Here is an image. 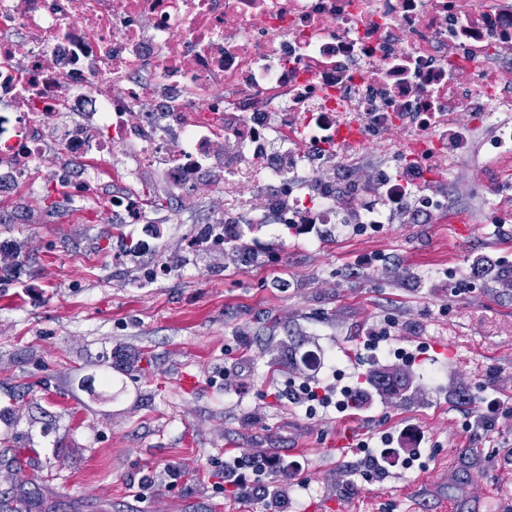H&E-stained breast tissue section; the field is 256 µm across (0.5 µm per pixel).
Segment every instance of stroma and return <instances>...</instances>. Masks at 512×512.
<instances>
[{
	"label": "stroma",
	"mask_w": 512,
	"mask_h": 512,
	"mask_svg": "<svg viewBox=\"0 0 512 512\" xmlns=\"http://www.w3.org/2000/svg\"><path fill=\"white\" fill-rule=\"evenodd\" d=\"M507 164L470 154L447 210L419 221L311 245L263 226L229 258L192 256L218 192L118 231L101 202L0 203V512H18L21 478L42 512H263L224 482L225 455L257 451L285 465L279 512H512V290L478 270L487 255L512 275V210L487 201L512 194ZM386 317L422 356L409 389L312 417L289 402L308 351L327 356L315 377L361 385ZM384 434L423 456L365 480L359 444Z\"/></svg>",
	"instance_id": "stroma-1"
}]
</instances>
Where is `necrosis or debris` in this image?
<instances>
[{
    "label": "necrosis or debris",
    "instance_id": "necrosis-or-debris-1",
    "mask_svg": "<svg viewBox=\"0 0 512 512\" xmlns=\"http://www.w3.org/2000/svg\"><path fill=\"white\" fill-rule=\"evenodd\" d=\"M0 112L1 203L106 180L119 224L209 192L231 234L389 224L446 208L458 121L512 156V0H0Z\"/></svg>",
    "mask_w": 512,
    "mask_h": 512
}]
</instances>
